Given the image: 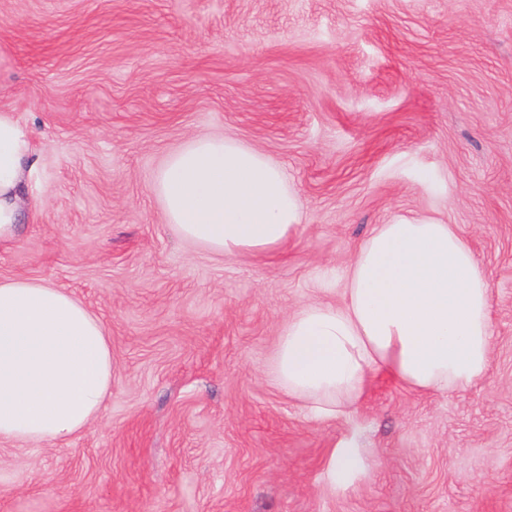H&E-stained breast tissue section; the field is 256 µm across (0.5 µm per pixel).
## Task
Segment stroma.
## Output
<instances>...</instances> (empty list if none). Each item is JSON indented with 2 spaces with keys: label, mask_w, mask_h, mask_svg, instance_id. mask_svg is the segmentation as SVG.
<instances>
[{
  "label": "stroma",
  "mask_w": 512,
  "mask_h": 512,
  "mask_svg": "<svg viewBox=\"0 0 512 512\" xmlns=\"http://www.w3.org/2000/svg\"><path fill=\"white\" fill-rule=\"evenodd\" d=\"M0 109L42 199L0 279L74 293L112 344L98 421L0 443V512H512V0H0ZM195 135L283 167L280 250L166 223L154 176ZM424 217L489 278L488 373L449 396L380 376L312 419L265 375L282 323L375 225ZM352 437L364 469L334 477Z\"/></svg>",
  "instance_id": "1"
}]
</instances>
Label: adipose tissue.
<instances>
[{"label": "adipose tissue", "mask_w": 512, "mask_h": 512, "mask_svg": "<svg viewBox=\"0 0 512 512\" xmlns=\"http://www.w3.org/2000/svg\"><path fill=\"white\" fill-rule=\"evenodd\" d=\"M40 172L30 130L0 110V246L38 204ZM154 190L181 238L225 257L276 251L301 219L283 168L227 136H197L169 153ZM342 279L341 303H307L286 319L267 373L312 418L356 415L379 375L449 395L487 374L491 284L455 225H376ZM111 393L103 321L66 289L0 280V442L73 438Z\"/></svg>", "instance_id": "1"}]
</instances>
